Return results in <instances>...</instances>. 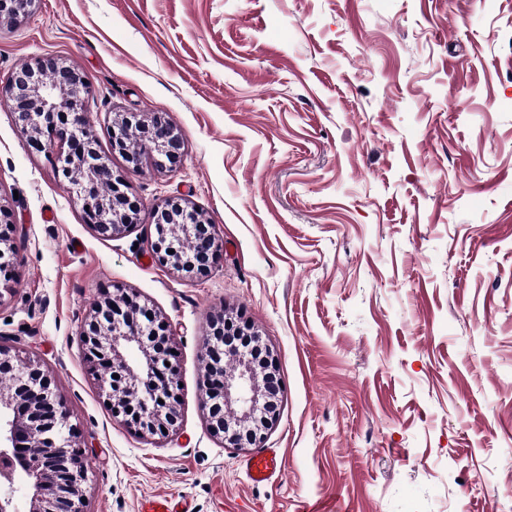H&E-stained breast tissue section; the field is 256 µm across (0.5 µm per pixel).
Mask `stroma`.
<instances>
[{
  "label": "stroma",
  "instance_id": "stroma-1",
  "mask_svg": "<svg viewBox=\"0 0 512 512\" xmlns=\"http://www.w3.org/2000/svg\"><path fill=\"white\" fill-rule=\"evenodd\" d=\"M84 78L114 178L145 209L99 236L6 92L30 58ZM166 114L170 171L113 149L115 113ZM178 196L221 245L160 265L148 209ZM0 207L17 254L0 344L45 369L83 447L87 512H512V0H39L0 24ZM136 295L173 333L176 429L114 418L80 332ZM283 380L253 483L202 403L215 314ZM245 465L251 481H269L277 470V454L274 450L267 449L247 459Z\"/></svg>",
  "mask_w": 512,
  "mask_h": 512
}]
</instances>
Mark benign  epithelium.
<instances>
[{"label": "benign epithelium", "instance_id": "benign-epithelium-1", "mask_svg": "<svg viewBox=\"0 0 512 512\" xmlns=\"http://www.w3.org/2000/svg\"><path fill=\"white\" fill-rule=\"evenodd\" d=\"M37 0H0V17L29 15ZM89 95L88 86L77 73L53 58H36L15 70L9 95L20 127L38 135L46 127L55 132L70 152L62 173L68 177L81 172L77 198L89 207L85 215L94 230L110 238L132 230L140 206L115 187L112 171L92 161L96 156V137L87 113L75 108L80 95ZM112 147L125 154L133 168L140 166L143 152L132 147L130 134L136 133L147 146L157 168H172L182 156V137L176 128L157 112L145 124L133 123L117 114L110 126ZM155 240L151 248L158 261L178 272L202 276L210 271L217 252L212 226L179 197L167 199L153 208ZM179 224L191 250L182 256L169 253L166 242L172 225ZM14 251L0 248V288L12 279ZM149 314L146 305L124 295H116L97 306L84 324L81 336L90 359L105 369L100 374L112 412L123 421L151 435L175 426L178 415L177 381L169 361L170 336L166 326H150L145 332L140 315ZM255 347L240 348L236 337L224 334V316L210 320V333L204 337L202 360L205 363V395L211 432L239 448L264 438L277 419V404L282 385L272 351L251 333ZM137 346L141 358L131 363L124 352ZM233 366L224 368V359ZM117 369L119 378L108 372ZM150 376L163 407L149 406L140 398L144 376ZM219 401L212 402V397ZM27 452H18V445ZM24 474L30 493L32 512H85V475L82 449L77 431L68 424L61 400L51 389L40 365L20 363L9 350L0 347V486H11Z\"/></svg>", "mask_w": 512, "mask_h": 512}]
</instances>
